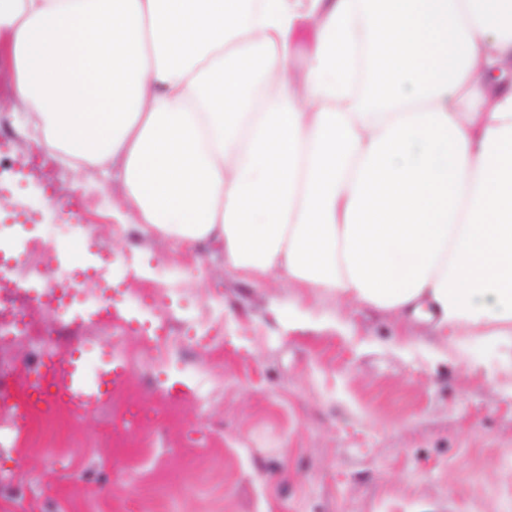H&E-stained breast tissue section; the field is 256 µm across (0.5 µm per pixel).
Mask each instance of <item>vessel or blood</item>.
I'll return each instance as SVG.
<instances>
[{
	"label": "vessel or blood",
	"instance_id": "vessel-or-blood-1",
	"mask_svg": "<svg viewBox=\"0 0 512 512\" xmlns=\"http://www.w3.org/2000/svg\"><path fill=\"white\" fill-rule=\"evenodd\" d=\"M133 299L128 289L113 287L104 282L101 295L93 307L98 318L124 322L126 327L140 325L141 318L149 315L150 307H142L140 315L130 311ZM84 343H77L69 360L60 367L57 387L77 412H88L103 406L111 390L124 385L129 374L124 353L119 345L103 346V362L94 375H87L83 364Z\"/></svg>",
	"mask_w": 512,
	"mask_h": 512
}]
</instances>
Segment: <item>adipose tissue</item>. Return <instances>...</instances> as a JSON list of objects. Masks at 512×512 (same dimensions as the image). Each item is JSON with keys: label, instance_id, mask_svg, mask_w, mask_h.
<instances>
[{"label": "adipose tissue", "instance_id": "adipose-tissue-1", "mask_svg": "<svg viewBox=\"0 0 512 512\" xmlns=\"http://www.w3.org/2000/svg\"><path fill=\"white\" fill-rule=\"evenodd\" d=\"M246 2L0 0L18 122L249 283L512 334V0Z\"/></svg>", "mask_w": 512, "mask_h": 512}]
</instances>
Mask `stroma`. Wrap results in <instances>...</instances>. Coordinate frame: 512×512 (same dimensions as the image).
Here are the masks:
<instances>
[{
  "mask_svg": "<svg viewBox=\"0 0 512 512\" xmlns=\"http://www.w3.org/2000/svg\"><path fill=\"white\" fill-rule=\"evenodd\" d=\"M11 65L0 54V119L15 155L37 153L58 198L77 197L79 223L58 219L40 181L16 200L38 224H4L0 253L50 242L54 272L103 266L86 243L96 229L112 255L107 277L162 289L177 323L219 331L210 356L173 349L163 384L191 394L178 425L220 434L217 448L171 447L151 430L142 444L164 455L158 476L128 465L112 445V407L73 418L61 435L71 462L48 451L0 454V472L29 477L35 496L0 492V512H512V341L437 335L426 318L401 343L386 312L349 306L319 288L253 286L211 243L191 250L144 235L112 215L119 184L89 183L85 169L43 153L16 123Z\"/></svg>",
  "mask_w": 512,
  "mask_h": 512,
  "instance_id": "stroma-1",
  "label": "stroma"
}]
</instances>
